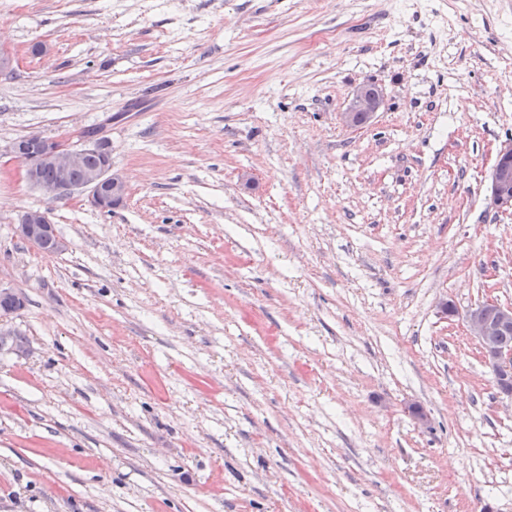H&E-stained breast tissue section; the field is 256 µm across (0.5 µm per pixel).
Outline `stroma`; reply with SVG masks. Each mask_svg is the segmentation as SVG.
Returning a JSON list of instances; mask_svg holds the SVG:
<instances>
[{
	"label": "stroma",
	"mask_w": 512,
	"mask_h": 512,
	"mask_svg": "<svg viewBox=\"0 0 512 512\" xmlns=\"http://www.w3.org/2000/svg\"><path fill=\"white\" fill-rule=\"evenodd\" d=\"M1 45L0 512H512L464 322L512 306V0H0ZM85 130L109 213L5 154ZM382 91L376 86L359 85L353 91L350 105L340 112V120L347 128H359L369 120L380 108ZM492 203L500 212L512 211V138L500 143L489 174ZM18 230L24 241L43 253H58L65 248L63 239L57 235L54 225L43 211L25 212ZM22 305H24V300L19 293L11 288L0 287V351L4 349L17 353H23L25 351L24 346L19 347L16 343L17 338L18 344L24 345L26 343L25 337L16 336L12 330L5 329L2 324L4 317L19 310Z\"/></svg>",
	"instance_id": "stroma-1"
}]
</instances>
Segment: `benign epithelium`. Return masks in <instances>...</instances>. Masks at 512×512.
<instances>
[{
    "label": "benign epithelium",
    "mask_w": 512,
    "mask_h": 512,
    "mask_svg": "<svg viewBox=\"0 0 512 512\" xmlns=\"http://www.w3.org/2000/svg\"><path fill=\"white\" fill-rule=\"evenodd\" d=\"M382 91L372 85H359L347 109L340 113V120L347 128H359L380 108ZM88 145L75 148L62 141L31 135L15 139L9 144L12 158L24 167L26 181L43 192L57 196L76 191H88V203L100 210L110 211L123 202L127 186L124 178L112 171V150L103 137H86ZM96 151L102 159L100 166L86 174L84 182L75 184L69 174L83 166L87 150ZM53 168L58 181L52 185L43 182L40 172ZM492 203L501 212L512 211V138L500 143L489 174ZM20 237L43 253H58L65 243L60 238L45 212L31 210L24 213L18 224ZM24 300L11 288L0 287V319L16 312ZM469 335L480 345L482 356L490 368L500 394L512 398V350L491 348L485 345L487 337L512 328V307L495 299H487L470 308L465 314Z\"/></svg>",
    "instance_id": "1"
}]
</instances>
